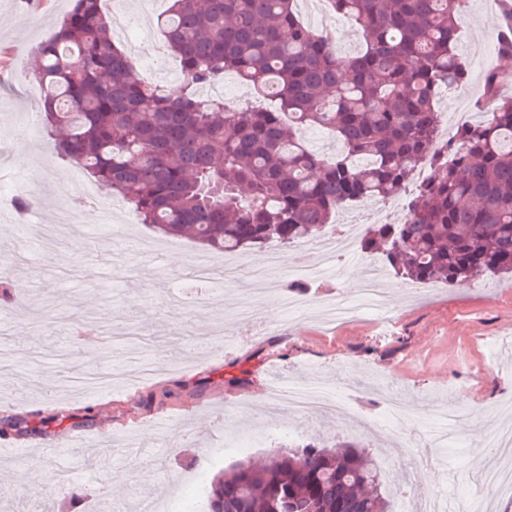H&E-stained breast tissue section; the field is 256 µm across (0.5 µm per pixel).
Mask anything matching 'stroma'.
Instances as JSON below:
<instances>
[{"label": "stroma", "instance_id": "stroma-1", "mask_svg": "<svg viewBox=\"0 0 512 512\" xmlns=\"http://www.w3.org/2000/svg\"><path fill=\"white\" fill-rule=\"evenodd\" d=\"M168 0L144 10L139 0H103L113 21L129 22L130 37L117 45L137 69L179 90L170 75L175 58L163 46L157 18ZM69 0H0V127L16 125L32 108L25 90L32 49L50 37ZM500 12L491 0H467L456 49L468 81L441 89L442 115L473 112L483 80L498 68ZM17 166L12 187H26L42 220L62 206L74 208L68 235L36 251L22 278L19 304L0 302V440L15 441L25 454H0V512H72V493L105 507L131 512L136 491L153 490L175 512L189 500L207 498L213 478L234 464H264L278 444L267 441L262 423L266 392L277 382L322 375L342 384V395L363 415L376 413L366 374L414 398L418 413L398 433L404 446H389L395 469L391 490L470 489L489 464L480 448L430 441L433 411L466 402L477 415L465 429L472 436L490 424L496 405L512 401V380L491 375L463 397L450 380L477 365L485 342L512 336V279L482 280L480 287L424 285L392 289L396 326L383 334L377 319L362 317L330 330L313 314L289 320L281 313L284 286L259 298L261 314L275 313L279 335L236 322L232 311L247 291V272L223 283L217 304L201 309L169 307L172 288L191 289L182 266L201 248L170 237L165 267L141 270L136 256L115 266L112 234L98 241L86 233L96 214L77 209L80 195L72 162L60 159L46 132L7 145ZM143 436L144 452L123 453L122 433ZM78 433H98L107 456H123L111 486L97 483V467L84 464L59 482L43 448Z\"/></svg>", "mask_w": 512, "mask_h": 512}]
</instances>
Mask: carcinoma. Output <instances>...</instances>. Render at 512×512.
Here are the masks:
<instances>
[{
    "label": "carcinoma",
    "mask_w": 512,
    "mask_h": 512,
    "mask_svg": "<svg viewBox=\"0 0 512 512\" xmlns=\"http://www.w3.org/2000/svg\"><path fill=\"white\" fill-rule=\"evenodd\" d=\"M101 0H71L33 50L45 128L58 155L109 184L141 222L212 252L289 246L320 235L359 198L415 187L401 224H373L360 249L417 283L512 276V76L484 77L485 120L439 145V87L467 71L456 54L466 0H328L362 38L344 55L303 23L295 0H172L161 28L185 77L169 93L112 42ZM498 51L512 56V22ZM234 74L274 109L229 106L198 90ZM331 131L333 155L300 131ZM208 512H392L370 450L351 444L288 448L270 463L214 478Z\"/></svg>",
    "instance_id": "1"
}]
</instances>
